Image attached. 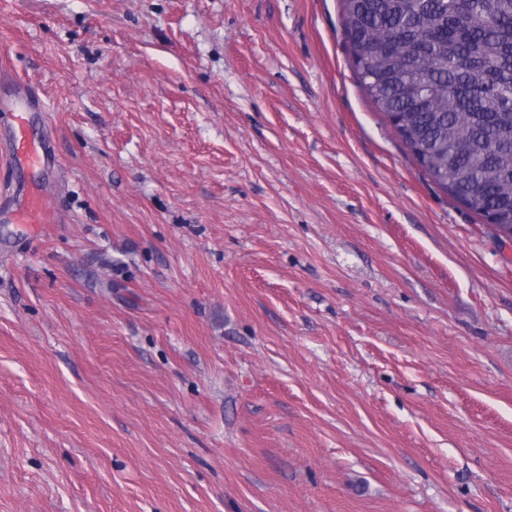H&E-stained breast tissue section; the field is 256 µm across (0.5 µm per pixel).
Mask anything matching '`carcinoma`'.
Returning a JSON list of instances; mask_svg holds the SVG:
<instances>
[{"label":"carcinoma","instance_id":"cac0c4a2","mask_svg":"<svg viewBox=\"0 0 512 512\" xmlns=\"http://www.w3.org/2000/svg\"><path fill=\"white\" fill-rule=\"evenodd\" d=\"M366 98L431 181L512 235V0H340Z\"/></svg>","mask_w":512,"mask_h":512}]
</instances>
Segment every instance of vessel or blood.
<instances>
[{
	"label": "vessel or blood",
	"mask_w": 512,
	"mask_h": 512,
	"mask_svg": "<svg viewBox=\"0 0 512 512\" xmlns=\"http://www.w3.org/2000/svg\"><path fill=\"white\" fill-rule=\"evenodd\" d=\"M38 106V99L24 87L9 104L0 107V126L7 127L10 131L7 153L23 178L16 202L0 209V222L48 224L55 212L44 184L27 178L29 171L33 169H50L55 160L47 139L34 138L28 131L30 114Z\"/></svg>",
	"instance_id": "1"
}]
</instances>
